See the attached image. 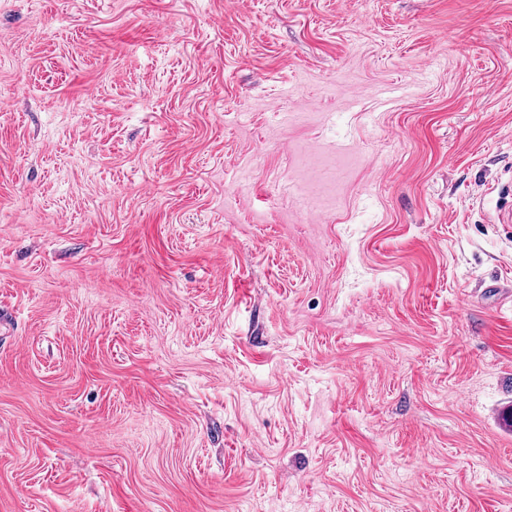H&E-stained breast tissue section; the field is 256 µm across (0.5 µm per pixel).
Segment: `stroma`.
I'll list each match as a JSON object with an SVG mask.
<instances>
[{
  "mask_svg": "<svg viewBox=\"0 0 512 512\" xmlns=\"http://www.w3.org/2000/svg\"><path fill=\"white\" fill-rule=\"evenodd\" d=\"M512 0H0V512H512Z\"/></svg>",
  "mask_w": 512,
  "mask_h": 512,
  "instance_id": "35a3bbf8",
  "label": "stroma"
}]
</instances>
